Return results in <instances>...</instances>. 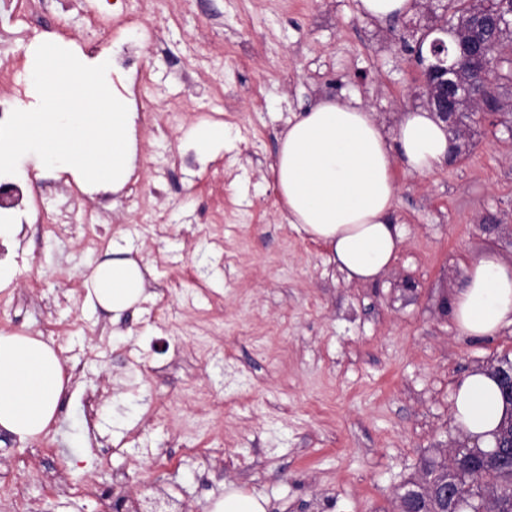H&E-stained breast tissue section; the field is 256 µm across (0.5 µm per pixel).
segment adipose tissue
<instances>
[{
    "instance_id": "1",
    "label": "adipose tissue",
    "mask_w": 512,
    "mask_h": 512,
    "mask_svg": "<svg viewBox=\"0 0 512 512\" xmlns=\"http://www.w3.org/2000/svg\"><path fill=\"white\" fill-rule=\"evenodd\" d=\"M451 151L432 112L405 113L395 135L350 100L321 99L289 121L272 165L282 216L329 249V260L350 282L378 281L395 260L405 229L394 217L395 171L420 175L439 168ZM88 297L113 318L148 299L137 261L93 266ZM450 313L459 335L481 338L512 327V262L489 254L467 265ZM57 352L23 334L0 336V431L19 442L37 438L55 420L65 390ZM512 406L492 371L466 375L452 406L455 425L488 450Z\"/></svg>"
}]
</instances>
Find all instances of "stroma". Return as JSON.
Instances as JSON below:
<instances>
[{
	"label": "stroma",
	"mask_w": 512,
	"mask_h": 512,
	"mask_svg": "<svg viewBox=\"0 0 512 512\" xmlns=\"http://www.w3.org/2000/svg\"><path fill=\"white\" fill-rule=\"evenodd\" d=\"M414 2L396 24L364 18L358 0H172L164 12L155 0H47L17 38L14 66L45 42L85 54L90 16L126 6L153 32L129 36L154 86L201 109L137 130V191L113 195L104 249L72 225L46 237L32 222L0 246L13 268L0 329L44 336L70 377L40 440L0 433V512H16L13 486L29 512H99L77 488L110 484L117 470L129 497L184 512H206L229 490L265 497L268 512H398L395 494L421 458L462 441L455 387L512 358V328L461 337L442 301L464 264L490 251L512 261V233L481 226L512 224V132L468 127L463 160L397 171L404 242L374 284L347 282L322 243L282 221L270 170L287 119L317 100H354L389 128L425 108L398 40L435 23L426 0ZM225 93L229 109L208 111ZM202 121L223 124V148L177 166ZM144 200L165 224L142 229ZM115 243L152 269L151 300L117 321L83 288ZM34 279L38 301L19 305ZM185 442L199 455L182 456ZM48 473L67 491H53Z\"/></svg>",
	"instance_id": "35a3bbf8"
}]
</instances>
